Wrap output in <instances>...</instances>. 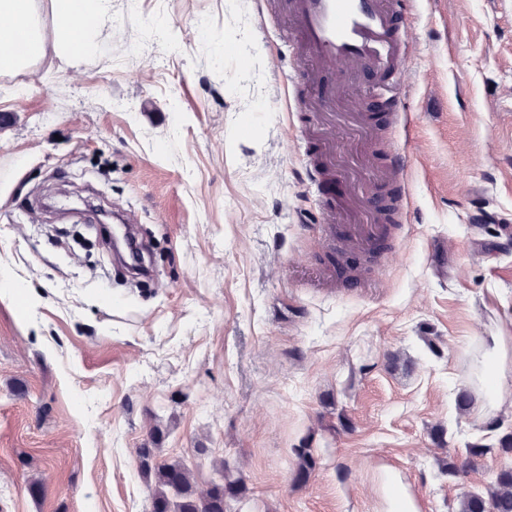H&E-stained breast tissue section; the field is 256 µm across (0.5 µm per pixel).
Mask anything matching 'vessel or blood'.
Wrapping results in <instances>:
<instances>
[{
  "label": "vessel or blood",
  "mask_w": 512,
  "mask_h": 512,
  "mask_svg": "<svg viewBox=\"0 0 512 512\" xmlns=\"http://www.w3.org/2000/svg\"><path fill=\"white\" fill-rule=\"evenodd\" d=\"M415 0H287V13L301 52L314 66L340 63L349 70H369L383 81L391 110L403 101L393 82L409 58L401 21Z\"/></svg>",
  "instance_id": "b4317fda"
}]
</instances>
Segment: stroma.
<instances>
[{"instance_id":"obj_1","label":"stroma","mask_w":512,"mask_h":512,"mask_svg":"<svg viewBox=\"0 0 512 512\" xmlns=\"http://www.w3.org/2000/svg\"><path fill=\"white\" fill-rule=\"evenodd\" d=\"M283 2L109 0L80 66L0 75V512H150L143 447L201 490L224 461L233 512H458L512 466L456 407L483 398L481 339L512 332V0H418L400 118L374 74L289 81ZM318 106L364 119L357 160L409 158L376 254L345 243ZM60 192L89 210L50 218ZM101 208L137 212L151 277L109 264ZM296 467L294 471V481L297 483H306L312 473L316 470L318 457L315 449L309 444L303 445L301 448H295Z\"/></svg>"}]
</instances>
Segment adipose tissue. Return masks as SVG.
<instances>
[{"label":"adipose tissue","instance_id":"obj_1","mask_svg":"<svg viewBox=\"0 0 512 512\" xmlns=\"http://www.w3.org/2000/svg\"><path fill=\"white\" fill-rule=\"evenodd\" d=\"M109 0H0V74L25 70L36 64L47 48L69 55L80 64L97 47L96 34ZM47 5L50 26H43L39 7ZM52 37H45V30ZM512 338L496 335L480 346L474 366L480 371L495 368V393L480 402L478 416L500 409L501 396L512 389Z\"/></svg>","mask_w":512,"mask_h":512}]
</instances>
